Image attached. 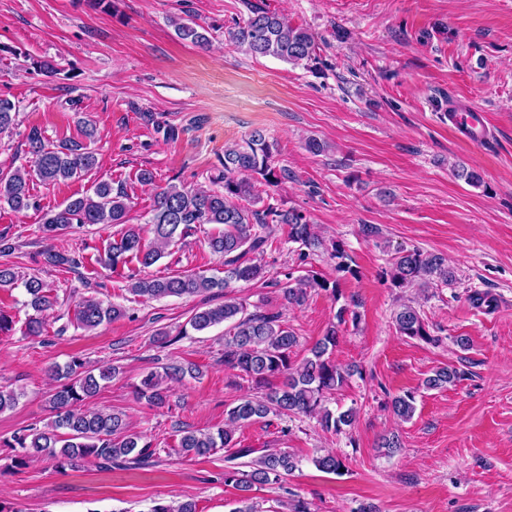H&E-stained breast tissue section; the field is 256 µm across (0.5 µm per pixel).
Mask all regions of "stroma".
Returning <instances> with one entry per match:
<instances>
[{
	"instance_id": "1",
	"label": "stroma",
	"mask_w": 512,
	"mask_h": 512,
	"mask_svg": "<svg viewBox=\"0 0 512 512\" xmlns=\"http://www.w3.org/2000/svg\"><path fill=\"white\" fill-rule=\"evenodd\" d=\"M255 5L307 28L315 62L255 59L228 42L227 28ZM174 16L209 27V48L180 40L169 23ZM37 59L54 61L56 75L34 69ZM0 96L20 107L18 128L0 135V171L28 161L30 128L54 144L80 140L82 122L98 129L90 144L95 169L55 187L33 183L34 208L0 207V232L15 246L7 263L40 277L54 301L44 314L46 334L32 337L23 333L31 313L24 287L0 291V308L14 320L0 333V387L24 393L0 414V501L18 512H147L154 500L189 498L197 512H226L236 491L224 484V449L188 458L179 440L187 428L222 427L228 407L252 387L224 366V326L188 329L203 297L145 300L128 291L134 278L222 275V259L208 246L219 225H193L153 266L132 262L118 274L99 258L121 226H86L48 240L40 225L47 212L103 180L130 196V224L145 225L161 187L210 186L225 147L259 131L286 172L277 185H258L261 205L303 210L325 239L343 243L353 272H338L325 254L300 264L296 245L279 230L262 278L234 296L282 314L298 338L296 362L334 322L339 304L318 290L304 305H288L278 287L286 273L312 269L360 302L358 323L340 325L333 353L359 373L329 403L336 412L355 408L353 426L336 434L313 419L271 415L234 434L299 461L285 489L253 491L261 512H286L292 493L314 512L368 505L376 512H512V0H112L108 9L89 0H0ZM456 103L485 111L486 143L469 144L449 126ZM311 138L326 151L311 153ZM458 164L479 172L483 186L457 178ZM143 170L153 184L138 182ZM364 224L379 236L365 238ZM49 247L79 255L82 265L46 266ZM412 247L443 256L454 282L393 288L384 272L397 250ZM476 291L495 297L496 310L475 307L469 296ZM401 295L417 303L438 343L400 335L393 312ZM89 296L125 307L126 316L77 328L74 306ZM161 330L173 344L155 342ZM460 337L466 346L457 345ZM75 356L117 367L92 405L125 413L156 444L154 465L102 470L79 461L60 471L38 459L12 467L4 440L50 422L47 369ZM173 363L195 364L202 375L174 384L166 407L137 399L141 377ZM443 366L463 378L424 388ZM407 390L416 411L402 422L385 403ZM390 433L401 443L391 454L380 446ZM320 451L347 457V473L317 470L311 459Z\"/></svg>"
}]
</instances>
